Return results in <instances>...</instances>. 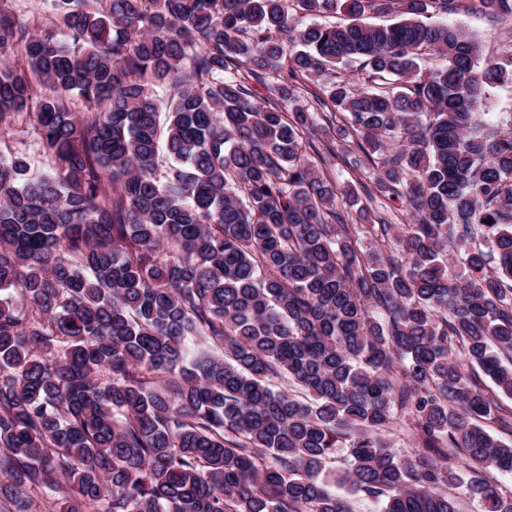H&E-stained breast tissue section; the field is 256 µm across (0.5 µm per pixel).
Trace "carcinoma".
Segmentation results:
<instances>
[{
	"mask_svg": "<svg viewBox=\"0 0 512 512\" xmlns=\"http://www.w3.org/2000/svg\"><path fill=\"white\" fill-rule=\"evenodd\" d=\"M50 2L0 0V130L53 161L0 147V512H461L459 463L512 512V131L479 119L512 35L482 66L435 20L512 0ZM4 141L9 143L12 148H17L28 157L30 166L29 176H37L50 167V160L44 153L40 145L36 142L35 136L26 133L9 132L4 134Z\"/></svg>",
	"mask_w": 512,
	"mask_h": 512,
	"instance_id": "carcinoma-1",
	"label": "carcinoma"
}]
</instances>
